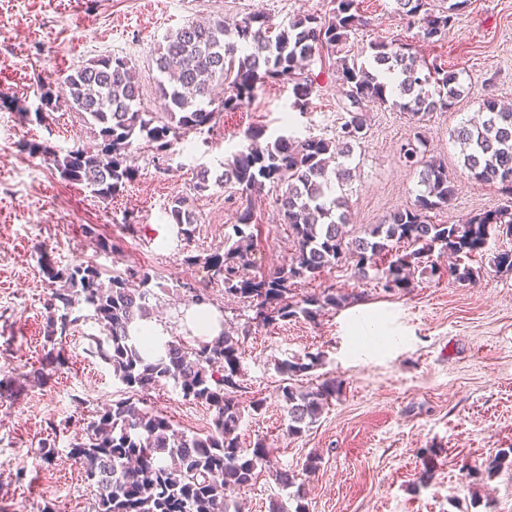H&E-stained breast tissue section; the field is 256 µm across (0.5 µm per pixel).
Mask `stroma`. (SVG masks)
<instances>
[{"label": "stroma", "instance_id": "stroma-1", "mask_svg": "<svg viewBox=\"0 0 512 512\" xmlns=\"http://www.w3.org/2000/svg\"><path fill=\"white\" fill-rule=\"evenodd\" d=\"M329 8V0H161L156 11L145 9L144 0H0V96H18L29 110L23 117L0 106V512H43L47 506L54 512H92L94 493L74 465L70 446L84 436L96 410L125 391L110 365L89 352L91 337L101 333L94 320H80L60 348L46 343L48 282L41 257L59 266L87 262L107 276L130 266L150 268L159 296L153 320L191 340L183 318L188 303L175 286L202 281L201 266L186 258L223 248L239 206L228 185L195 193L197 171L218 170L241 148L249 126H265L271 139L282 134L287 113L298 136L333 137L345 103L334 58L314 61L306 69L314 84L307 108H294L291 83L279 80L261 86L241 110L223 113L213 130L191 134V149H175L168 161H159L153 144L136 141V180L103 203L23 150L27 141L61 155L100 146L89 124L68 106L35 119L40 79L59 91L74 66L104 55L125 57L141 86L140 111L158 113L154 50L188 19L260 10L279 28L297 14ZM359 11L370 23L351 35L343 48L347 57L369 63L371 44L395 40L460 76V98L428 116L423 127L428 156L447 163L455 185L451 204L432 212L434 223L464 224L503 207L507 197L498 186L470 177L456 132L476 118L487 94L512 103V0H471L457 26L436 41L407 26L396 0H359ZM365 111L367 138L345 161L351 169L349 222L357 226L384 223L395 211L413 207L420 180L419 166L400 152L414 133L408 115L375 103ZM177 195L192 199L196 224L189 242L164 214ZM274 195L269 186L261 191L252 228L266 270L284 263L291 247ZM87 224L110 236L114 251L101 250L85 236ZM505 250H512V238H490L470 260V283L425 277L409 291L388 294L375 279H352L344 264L311 282L314 290L336 284L359 294L357 308L387 312L402 338L372 355L350 335L344 307L314 321L251 327L241 400L258 397L265 405L246 412L241 440L247 445L265 437L279 466L290 470H300L309 453L321 455L319 470L303 477L309 512H512L511 470L478 482L467 475L512 448V270L492 264ZM308 352L323 359L306 384L333 377L341 380L342 391L296 438L285 431L274 362ZM58 354L62 365L50 369L45 381H33V371ZM147 403L185 433L211 425L210 411L182 398L174 383L158 386ZM51 433L57 439L47 465L37 451ZM425 448L438 454L423 484Z\"/></svg>", "mask_w": 512, "mask_h": 512}]
</instances>
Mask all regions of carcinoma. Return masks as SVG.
Listing matches in <instances>:
<instances>
[{"label":"carcinoma","mask_w":512,"mask_h":512,"mask_svg":"<svg viewBox=\"0 0 512 512\" xmlns=\"http://www.w3.org/2000/svg\"><path fill=\"white\" fill-rule=\"evenodd\" d=\"M469 0H454L434 11L428 0H397L398 10L419 26L422 37L432 40L456 24ZM325 14L304 13L271 35L272 26L262 13L242 16L232 23L224 18L191 20L169 32L156 49L157 71L164 76L158 93L166 111L154 117L137 110L141 87L133 66L123 57L105 56L80 65L66 76L65 97L54 94L52 84H42V107L54 108L64 100L70 108L89 117L94 135L103 147L95 152L76 149L60 157L48 145L26 142L23 150L50 161L62 179L84 185L102 202L122 194L137 176L131 164L133 143L144 139L165 153L192 132L212 128L223 112L243 108L256 90L269 81H292L294 106L304 109L314 91L304 76L312 57L338 54L366 19L357 0H329ZM339 80L347 100L342 107L335 137L299 139L280 135L264 145L262 126H251L243 135L245 145L224 164L218 175L202 168L194 190L203 193L213 184L233 185L241 204L231 225L224 251L204 258L190 255L187 262L200 265L208 281L224 285V294L238 298L255 311L261 325L303 317L314 321L328 309L352 301L336 288H322L297 297L298 287L316 280L342 260L353 261L354 278L364 280L380 270L381 288L388 293L410 288L417 268L441 276L433 260L439 250L454 259L448 275L459 282L474 277L465 260L485 249L493 226L502 224L500 211L485 213L467 224H435L430 213L448 206L455 186L448 166L439 159H422L424 139L401 145L403 157L422 165L420 186L413 207L394 212L382 224H369L354 233L348 229V201L333 195L351 178L347 167H330L338 149L350 153L367 137L364 105L391 104L418 122L432 112L446 111L461 95L459 74L435 63L421 62L403 43L377 42L372 63L357 65L339 59ZM395 80L387 82L384 75ZM434 88H429V85ZM216 85L224 96L212 97ZM481 119L457 131L464 144V166L477 182L497 184L512 194V109L495 95L479 103ZM281 188L275 199L278 214L288 226L292 241L287 261L269 274L257 275L253 254L252 224L256 223L255 192L266 185ZM169 215L180 233L191 241L195 224L191 200L176 196ZM414 247L400 253V244ZM384 261L380 268L377 261ZM49 284L44 303L45 337L61 342L77 324L78 306L91 312L103 336L91 338L90 353L112 366V372L131 395L96 411L86 437L72 444L71 456L94 488V512H231L234 495L253 486L262 473L284 488L296 484L298 475L274 466L266 439L252 447L241 441L244 410L237 398L241 387L244 340L248 329L235 334L223 330L210 341L189 345L168 340L153 355L147 349L153 338L132 336L130 325L148 318L149 288L153 276L141 267H129L108 278L83 262L58 267L41 264ZM193 306L211 303L205 288L180 285ZM321 353L279 359L275 370L282 377L279 400L287 413V435L299 437L309 430L329 401L341 393V382L326 378L314 387L299 378L321 365ZM173 380L182 397L212 411V426L188 435L146 404L148 393ZM512 470V448L501 450L488 463L487 473Z\"/></svg>","instance_id":"cac0c4a2"}]
</instances>
